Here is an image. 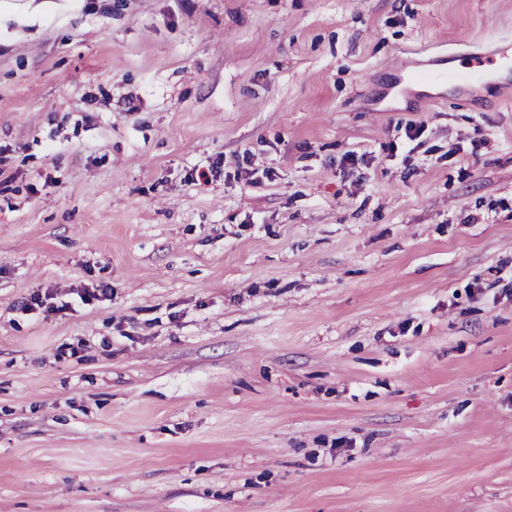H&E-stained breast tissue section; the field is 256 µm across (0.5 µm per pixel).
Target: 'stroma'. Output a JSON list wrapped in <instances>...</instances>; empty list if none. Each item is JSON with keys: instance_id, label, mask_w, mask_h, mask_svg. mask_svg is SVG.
<instances>
[{"instance_id": "35a3bbf8", "label": "stroma", "mask_w": 512, "mask_h": 512, "mask_svg": "<svg viewBox=\"0 0 512 512\" xmlns=\"http://www.w3.org/2000/svg\"><path fill=\"white\" fill-rule=\"evenodd\" d=\"M498 38L0 0V512H512V83L410 85Z\"/></svg>"}]
</instances>
